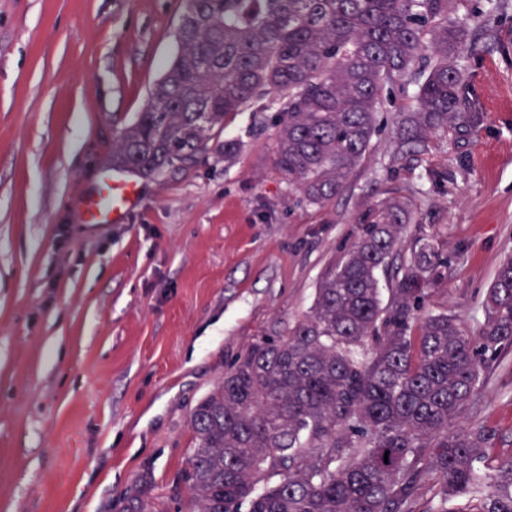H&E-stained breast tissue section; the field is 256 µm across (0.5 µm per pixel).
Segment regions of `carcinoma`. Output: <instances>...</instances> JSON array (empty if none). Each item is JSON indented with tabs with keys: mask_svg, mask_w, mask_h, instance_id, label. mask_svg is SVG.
I'll return each instance as SVG.
<instances>
[{
	"mask_svg": "<svg viewBox=\"0 0 512 512\" xmlns=\"http://www.w3.org/2000/svg\"><path fill=\"white\" fill-rule=\"evenodd\" d=\"M470 2L187 0L179 53L115 132L112 165L154 179L210 154L230 159L242 145L220 140L228 118L256 105L278 128L277 169L322 205L408 85L403 145L423 150L448 125L481 120L461 65L468 21L481 16ZM410 221L397 202L374 209L310 312L256 337L194 407L189 512H415L424 489L425 512H512V455H490L495 429L460 422L512 346V256L470 333L431 310L445 259L404 239ZM402 251L384 301L379 273ZM121 512H154L150 491Z\"/></svg>",
	"mask_w": 512,
	"mask_h": 512,
	"instance_id": "carcinoma-1",
	"label": "carcinoma"
}]
</instances>
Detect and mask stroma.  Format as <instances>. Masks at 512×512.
Here are the masks:
<instances>
[{
    "label": "stroma",
    "instance_id": "stroma-1",
    "mask_svg": "<svg viewBox=\"0 0 512 512\" xmlns=\"http://www.w3.org/2000/svg\"><path fill=\"white\" fill-rule=\"evenodd\" d=\"M464 60L479 123L398 149L389 113L345 190L300 202L267 115H233L232 159L139 179L121 224L86 223L116 129L177 52L184 0H0V512H119L151 488L186 512L190 413L255 337L309 312L369 210L446 263L431 296L468 330L512 255V0H481ZM466 425L512 454V347Z\"/></svg>",
    "mask_w": 512,
    "mask_h": 512
}]
</instances>
